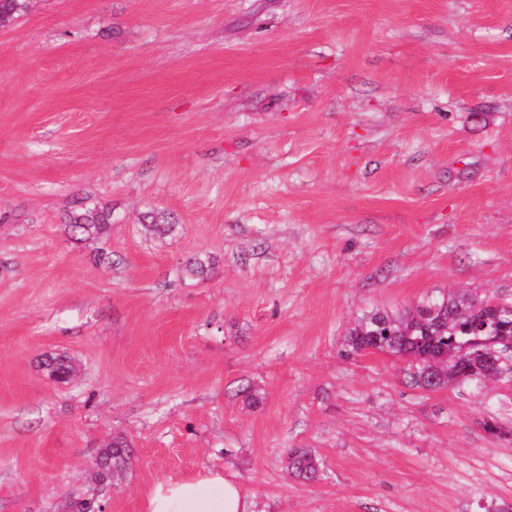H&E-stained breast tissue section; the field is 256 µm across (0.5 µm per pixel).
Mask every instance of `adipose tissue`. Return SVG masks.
Instances as JSON below:
<instances>
[{"label": "adipose tissue", "mask_w": 512, "mask_h": 512, "mask_svg": "<svg viewBox=\"0 0 512 512\" xmlns=\"http://www.w3.org/2000/svg\"><path fill=\"white\" fill-rule=\"evenodd\" d=\"M144 512H254L253 501L223 471L206 470L155 482L145 493Z\"/></svg>", "instance_id": "adipose-tissue-1"}]
</instances>
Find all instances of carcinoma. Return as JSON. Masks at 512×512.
I'll use <instances>...</instances> for the list:
<instances>
[{"label":"carcinoma","instance_id":"cac0c4a2","mask_svg":"<svg viewBox=\"0 0 512 512\" xmlns=\"http://www.w3.org/2000/svg\"><path fill=\"white\" fill-rule=\"evenodd\" d=\"M28 7L27 0H0V22L10 21ZM76 242L99 241L112 229V213L88 210L70 218L66 225ZM512 340V297H481L468 292L449 293L428 299L403 313L376 311L361 318L346 338L350 352L366 350L389 353L412 360L411 383L426 390L459 384V377L478 386L512 381L509 363H491L492 353L502 341ZM44 366L49 376L65 382L74 369L64 356L52 357ZM133 449L116 439L101 449L107 469L121 470L129 463ZM288 473L303 481L320 478L319 459L308 448H292L286 457Z\"/></svg>","mask_w":512,"mask_h":512}]
</instances>
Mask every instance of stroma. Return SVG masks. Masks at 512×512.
I'll use <instances>...</instances> for the list:
<instances>
[{
	"label": "stroma",
	"instance_id": "1",
	"mask_svg": "<svg viewBox=\"0 0 512 512\" xmlns=\"http://www.w3.org/2000/svg\"><path fill=\"white\" fill-rule=\"evenodd\" d=\"M88 208L104 243L64 230ZM459 290L512 295V0H30L0 27V512H70L115 437L107 512L213 467L257 512L512 504V388L346 350ZM133 455V449L123 439H114L107 448H102L100 458L107 461V469L122 470L129 463ZM288 473L303 481L320 478L322 467L319 459L308 448H291L286 457Z\"/></svg>",
	"mask_w": 512,
	"mask_h": 512
}]
</instances>
